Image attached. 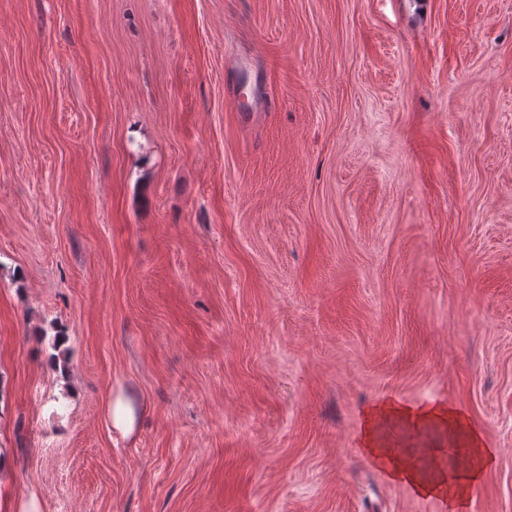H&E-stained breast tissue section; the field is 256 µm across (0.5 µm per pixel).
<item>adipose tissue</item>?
<instances>
[{
  "mask_svg": "<svg viewBox=\"0 0 512 512\" xmlns=\"http://www.w3.org/2000/svg\"><path fill=\"white\" fill-rule=\"evenodd\" d=\"M392 426L410 436L428 432L441 440L454 435L467 453L453 462L438 448L394 447L388 436ZM360 446L390 479L408 485L416 494L459 503L478 488L497 457L466 413L445 402L415 407L392 399L379 402L364 415Z\"/></svg>",
  "mask_w": 512,
  "mask_h": 512,
  "instance_id": "obj_1",
  "label": "adipose tissue"
}]
</instances>
